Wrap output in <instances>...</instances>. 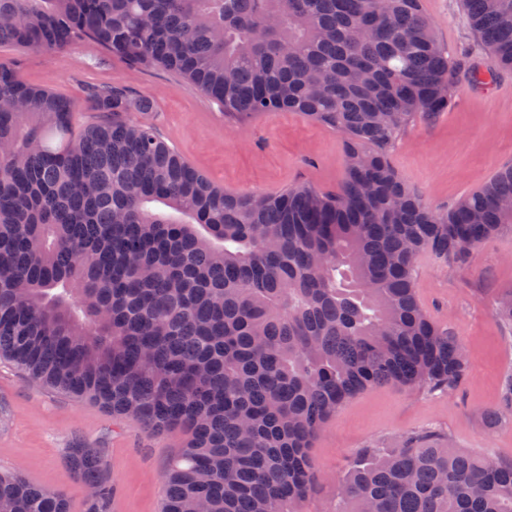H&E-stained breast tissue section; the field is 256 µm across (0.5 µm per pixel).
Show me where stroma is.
Listing matches in <instances>:
<instances>
[{"instance_id": "35a3bbf8", "label": "stroma", "mask_w": 512, "mask_h": 512, "mask_svg": "<svg viewBox=\"0 0 512 512\" xmlns=\"http://www.w3.org/2000/svg\"><path fill=\"white\" fill-rule=\"evenodd\" d=\"M450 56L488 67L492 59L471 31L462 0H424ZM26 83L82 102L91 88L119 83L152 98L148 119L200 173L230 192L275 194L308 183L339 186L344 143L332 128L297 112H268L239 122L179 75L139 69L81 41L65 51L0 45ZM423 202L445 210L512 164V71L486 86L460 84L456 104L435 120L410 127L388 154ZM512 288V234L473 249L464 264L421 256L416 295L428 315L464 344L469 370L452 395L374 386L348 400L311 448L316 490L303 512H329L349 458L372 442L391 443L426 428L457 448L512 462V417L489 420L500 404V379L512 370V328L495 316L499 294ZM189 438L184 428L152 433L112 417L91 401L69 397L0 360V470L63 490L70 512H84L85 488L69 471L66 451L101 449L117 489L112 512H160L163 473Z\"/></svg>"}]
</instances>
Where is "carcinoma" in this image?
<instances>
[{
  "instance_id": "obj_1",
  "label": "carcinoma",
  "mask_w": 512,
  "mask_h": 512,
  "mask_svg": "<svg viewBox=\"0 0 512 512\" xmlns=\"http://www.w3.org/2000/svg\"><path fill=\"white\" fill-rule=\"evenodd\" d=\"M464 4L493 68L452 62L422 0H0V44L91 40L227 118L300 112L343 137L334 191L226 192L138 119L151 99L90 89L106 118L75 134L81 104L0 62V358L150 431L186 428L162 512H302L312 442L347 400L465 378L461 341L417 300V259L463 264L512 233V165L442 211L387 157L461 80L512 70V0ZM495 313L512 325L511 288ZM506 413L512 372L491 417ZM67 460L96 487L85 512H111L102 450ZM0 512L69 505L0 471ZM330 512H512V463L417 431L360 449Z\"/></svg>"
}]
</instances>
